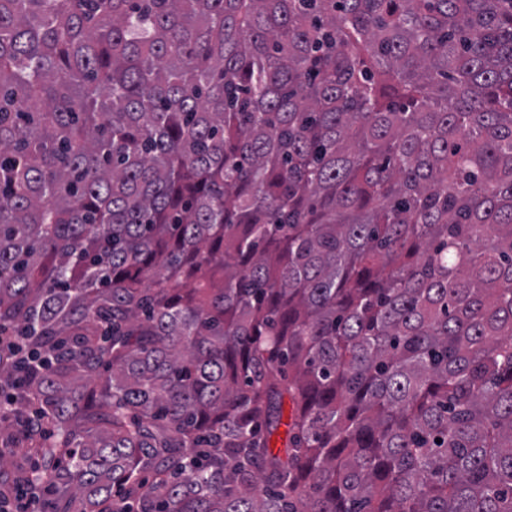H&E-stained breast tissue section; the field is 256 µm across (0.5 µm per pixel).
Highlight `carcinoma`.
I'll list each match as a JSON object with an SVG mask.
<instances>
[{
    "mask_svg": "<svg viewBox=\"0 0 512 512\" xmlns=\"http://www.w3.org/2000/svg\"><path fill=\"white\" fill-rule=\"evenodd\" d=\"M1 329L45 512H512V0H0Z\"/></svg>",
    "mask_w": 512,
    "mask_h": 512,
    "instance_id": "cac0c4a2",
    "label": "carcinoma"
}]
</instances>
